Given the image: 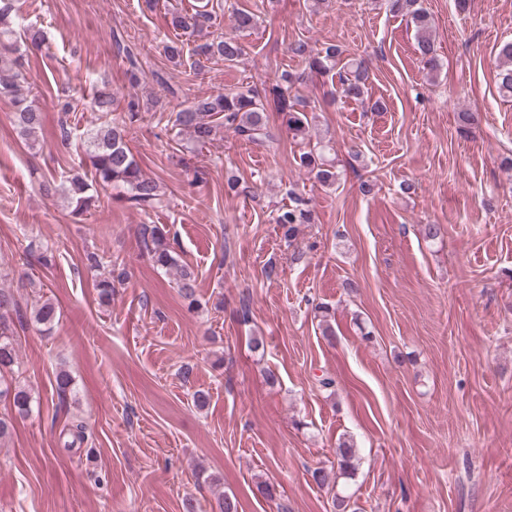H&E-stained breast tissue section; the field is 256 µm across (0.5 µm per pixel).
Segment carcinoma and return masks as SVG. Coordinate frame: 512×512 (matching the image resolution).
I'll return each instance as SVG.
<instances>
[{
	"mask_svg": "<svg viewBox=\"0 0 512 512\" xmlns=\"http://www.w3.org/2000/svg\"><path fill=\"white\" fill-rule=\"evenodd\" d=\"M390 12L410 16L417 33V49L428 75L440 68V62L432 39V22L429 12L423 7L422 0H386ZM21 20L16 8V0H0V93L11 95L14 107L15 123L22 138L30 146L38 142L40 129L39 110L20 92L18 78L20 72L18 58L11 57L16 51V22ZM211 21V15L197 11L195 13H176L172 18V27L183 33H193L204 23ZM289 51L305 60L310 72L324 75L337 71L341 93L346 97L359 99L364 95L369 72L362 61L343 58L340 46L331 44L322 49H313L303 41L289 47ZM242 45L233 36L220 41H205L193 49L194 65L203 69L204 63L221 58L234 63L243 55ZM497 56L502 68L498 72V87L501 93L512 95V41L499 44ZM301 76L284 71L280 83L273 88L277 104L283 112L285 125L293 137L304 135L308 127L307 113L297 108V102L288 100V94ZM94 108L110 115L114 112L112 93L100 91L94 98ZM139 102L130 99L126 108L109 122L86 132L87 159L95 174V180L104 186L127 190L128 200L137 206L148 208L159 200L156 181L144 174L124 139L127 123L139 119ZM223 121L224 127L231 130L237 140L245 146L262 147L268 151L278 147L279 136L269 125L265 107L257 91L247 88L221 92L193 102L192 105L178 110L172 120V130L180 135L186 133L197 145L203 146L212 140L215 121ZM301 164L315 173V179L323 185H332L338 179L336 167L323 162V153L313 150L300 156ZM91 185L79 176L67 178L65 191L70 203L74 205L72 213H87L94 202L90 194ZM313 220L309 200L301 195H293L290 204L276 211L274 224L288 240L295 238L298 226L309 224ZM141 242L151 255L154 263L162 267H173L176 260L172 256L163 228L154 224H143L140 230ZM15 306L13 293L0 289V400H5L21 416L29 413L31 397L27 391L13 385L8 378L15 373L18 365L16 348L10 325L7 321L9 310ZM34 319L42 325H50L56 319V307L46 300L34 310ZM357 462V448L353 441L343 440L336 448V477L350 479L354 475Z\"/></svg>",
	"mask_w": 512,
	"mask_h": 512,
	"instance_id": "cac0c4a2",
	"label": "carcinoma"
}]
</instances>
